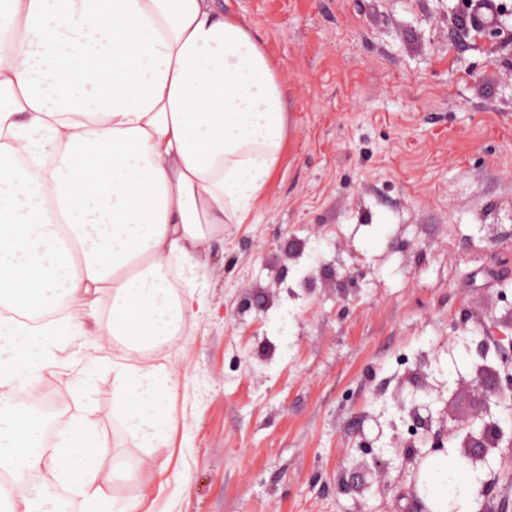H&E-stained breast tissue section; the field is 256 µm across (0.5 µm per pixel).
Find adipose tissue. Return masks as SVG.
Returning <instances> with one entry per match:
<instances>
[{
    "label": "adipose tissue",
    "instance_id": "adipose-tissue-1",
    "mask_svg": "<svg viewBox=\"0 0 512 512\" xmlns=\"http://www.w3.org/2000/svg\"><path fill=\"white\" fill-rule=\"evenodd\" d=\"M287 138L265 47L216 0H0V512H138L152 496L105 495L116 474L84 416L45 442L35 377L68 333L51 314L111 296L116 408L155 447L171 388L142 358L202 311L195 260L261 204ZM44 466L64 497L23 487ZM427 480L432 512H471L478 482L456 462L434 458Z\"/></svg>",
    "mask_w": 512,
    "mask_h": 512
}]
</instances>
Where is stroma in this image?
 <instances>
[{"label":"stroma","instance_id":"stroma-1","mask_svg":"<svg viewBox=\"0 0 512 512\" xmlns=\"http://www.w3.org/2000/svg\"><path fill=\"white\" fill-rule=\"evenodd\" d=\"M265 45L288 88V141L250 223L201 260L206 300L147 363L172 374L171 418L135 447L114 414L111 301L63 307L80 324L37 381L66 396L139 512H355L337 479L362 447L393 455L414 420L394 393L442 410L478 364L512 357V15L475 38L464 0H219ZM270 306L244 310V289ZM475 512H512V464L494 460Z\"/></svg>","mask_w":512,"mask_h":512}]
</instances>
